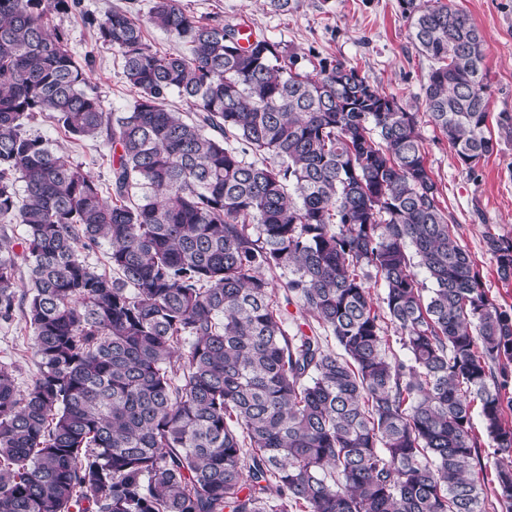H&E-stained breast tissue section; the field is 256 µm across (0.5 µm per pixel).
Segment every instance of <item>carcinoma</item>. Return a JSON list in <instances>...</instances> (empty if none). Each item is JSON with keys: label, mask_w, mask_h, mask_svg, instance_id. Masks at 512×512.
<instances>
[{"label": "carcinoma", "mask_w": 512, "mask_h": 512, "mask_svg": "<svg viewBox=\"0 0 512 512\" xmlns=\"http://www.w3.org/2000/svg\"><path fill=\"white\" fill-rule=\"evenodd\" d=\"M401 2L431 122L471 170L512 136L509 112L488 126L485 37L452 0ZM77 3L0 0V223L26 227L20 255L0 238V323L22 312L38 359L26 392L0 367V512H512V313L452 233L415 113L153 0L188 53L127 11L86 16L137 92L114 117L53 24ZM45 114L106 138L108 183L29 132ZM486 245L511 280L512 238ZM472 422L474 431L479 437L480 447L477 448L478 456L482 460V465L485 466L483 472L479 471V466L476 467L475 476L479 477V482L482 485L483 492L488 501L491 499L493 495V483L491 480L494 478V457L492 452L493 449L489 448L488 440L486 436L483 434L481 421L478 413V408L475 406L472 412ZM477 471L479 474L477 475ZM484 477V479H483Z\"/></svg>", "instance_id": "carcinoma-1"}]
</instances>
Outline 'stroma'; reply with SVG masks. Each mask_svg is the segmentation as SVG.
<instances>
[{
	"instance_id": "obj_1",
	"label": "stroma",
	"mask_w": 512,
	"mask_h": 512,
	"mask_svg": "<svg viewBox=\"0 0 512 512\" xmlns=\"http://www.w3.org/2000/svg\"><path fill=\"white\" fill-rule=\"evenodd\" d=\"M195 16H221L251 26L255 34L287 45L312 61L339 60L358 68L385 94L394 96L416 115L423 137L425 163L441 191L451 229L480 273L484 288L498 306L512 312V280L503 281L485 245L487 234L512 236V140H500L493 154L474 168L464 166L447 138L428 121L424 87L429 60L410 39V22L400 0H290L287 11L274 10L268 0H184ZM483 32L488 70L490 113H512V0H453ZM152 0H80L71 12L54 17L69 35L76 59L92 61L90 81L109 112H124L135 92L120 77L111 48L97 43L84 22L86 14L104 16L120 8L145 25L150 46L180 52L177 37L149 23ZM34 130L71 161L83 164L100 180L110 175L112 150L101 138L76 141L56 122L40 117ZM0 365L13 372L20 390L31 387L37 358L32 331L24 322L0 325Z\"/></svg>"
}]
</instances>
